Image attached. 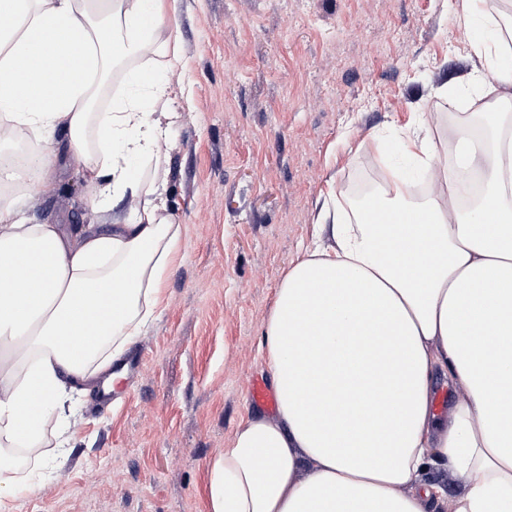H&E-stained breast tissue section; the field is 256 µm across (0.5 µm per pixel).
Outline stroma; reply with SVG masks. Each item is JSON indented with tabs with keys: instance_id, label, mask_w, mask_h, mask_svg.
Masks as SVG:
<instances>
[{
	"instance_id": "1",
	"label": "stroma",
	"mask_w": 512,
	"mask_h": 512,
	"mask_svg": "<svg viewBox=\"0 0 512 512\" xmlns=\"http://www.w3.org/2000/svg\"><path fill=\"white\" fill-rule=\"evenodd\" d=\"M460 0H177L181 80L168 90L167 209L184 228L160 307L126 347L132 382L99 413L49 419L18 472L10 512H210L208 464L268 380L262 333L284 273L315 240L322 208L383 177L379 163L433 116L479 108L480 31ZM57 189H27L32 224H107L73 152L46 145ZM65 448H58V441Z\"/></svg>"
}]
</instances>
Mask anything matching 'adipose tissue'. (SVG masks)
<instances>
[{"label":"adipose tissue","mask_w":512,"mask_h":512,"mask_svg":"<svg viewBox=\"0 0 512 512\" xmlns=\"http://www.w3.org/2000/svg\"><path fill=\"white\" fill-rule=\"evenodd\" d=\"M175 3L0 0V141L64 129L96 209L135 205L133 220L69 231L26 223L22 198L0 206L1 448L37 440L68 384L121 356L180 253L165 181L135 173L161 162L175 118L157 116L165 89L141 64L163 51L177 67ZM480 3L460 9L485 31L482 79L507 111L451 113L443 165L419 120L402 150L436 190L413 199L395 171L378 193L388 223L330 224L331 245L288 269L262 340L278 415L248 417L211 463V512H512V57ZM124 62L130 92L96 108ZM52 163L0 164V184L51 192ZM440 375L467 392L444 417Z\"/></svg>","instance_id":"obj_1"}]
</instances>
